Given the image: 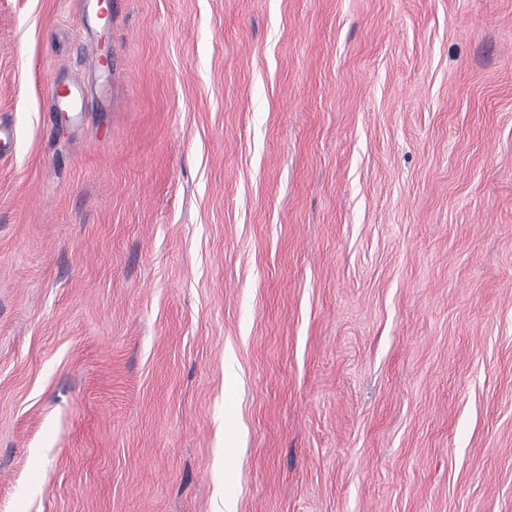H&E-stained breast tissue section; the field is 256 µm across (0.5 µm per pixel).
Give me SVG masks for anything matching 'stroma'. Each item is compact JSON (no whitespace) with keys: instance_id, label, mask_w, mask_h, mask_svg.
I'll list each match as a JSON object with an SVG mask.
<instances>
[{"instance_id":"35a3bbf8","label":"stroma","mask_w":512,"mask_h":512,"mask_svg":"<svg viewBox=\"0 0 512 512\" xmlns=\"http://www.w3.org/2000/svg\"><path fill=\"white\" fill-rule=\"evenodd\" d=\"M114 13L0 0V512H512V0ZM46 93L51 102L50 119L55 117V113L60 112L72 113L74 114L72 117L77 118L85 96L83 88L77 84L56 79L47 86Z\"/></svg>"}]
</instances>
